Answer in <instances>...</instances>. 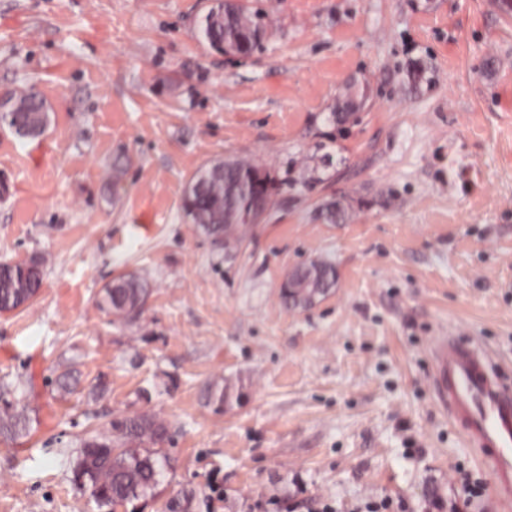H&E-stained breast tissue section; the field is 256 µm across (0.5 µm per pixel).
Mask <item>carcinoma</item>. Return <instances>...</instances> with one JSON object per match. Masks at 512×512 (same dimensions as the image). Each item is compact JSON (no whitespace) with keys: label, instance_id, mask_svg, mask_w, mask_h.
<instances>
[{"label":"carcinoma","instance_id":"cac0c4a2","mask_svg":"<svg viewBox=\"0 0 512 512\" xmlns=\"http://www.w3.org/2000/svg\"><path fill=\"white\" fill-rule=\"evenodd\" d=\"M267 14L251 11L237 0L220 4L210 0L200 17L196 37L217 54L249 56L262 48L268 35ZM366 96L347 86L336 100L332 118L343 126L361 111ZM0 121L20 138L40 136L49 123L48 108L39 92L29 89L11 94L0 109ZM253 157H227L208 162L190 178L180 199L184 217L223 249L249 240L259 220H268L281 193L282 183ZM318 217L327 224H344L350 208L340 198L325 200ZM45 259L0 262V313L13 312L30 302L40 291ZM337 286L336 268L329 261H313L297 267L292 286L280 295L287 308L303 307L313 297ZM151 293L148 281L124 275L108 283L99 302L111 321H131L133 309L145 304ZM233 395L228 387H210L208 403L221 409ZM166 434L163 422L141 415L112 421L110 432L83 440L75 481L89 493L98 509H117L153 491L158 483L159 452L154 445ZM193 494L185 492L166 503L167 512H192Z\"/></svg>","mask_w":512,"mask_h":512}]
</instances>
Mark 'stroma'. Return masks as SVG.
Segmentation results:
<instances>
[{"instance_id":"stroma-1","label":"stroma","mask_w":512,"mask_h":512,"mask_svg":"<svg viewBox=\"0 0 512 512\" xmlns=\"http://www.w3.org/2000/svg\"><path fill=\"white\" fill-rule=\"evenodd\" d=\"M254 3L264 47L229 59L195 36L207 0H0V94L36 88L50 116L35 140L0 124V260H47L38 295L0 314V409L21 421L0 433V512H99L74 481L80 443L135 414L164 422L167 462L125 512L183 491L194 512L417 508L459 472L489 479L433 349L478 344L512 391V8ZM349 83L368 104L341 127ZM236 155L283 203L228 257L179 203ZM334 195L348 223L317 219ZM314 259L337 288L286 309L281 280ZM130 272L153 293L111 322L103 289ZM216 381L240 401L215 410Z\"/></svg>"}]
</instances>
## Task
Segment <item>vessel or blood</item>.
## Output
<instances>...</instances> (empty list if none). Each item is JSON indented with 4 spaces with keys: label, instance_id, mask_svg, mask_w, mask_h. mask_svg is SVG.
<instances>
[{
    "label": "vessel or blood",
    "instance_id": "vessel-or-blood-1",
    "mask_svg": "<svg viewBox=\"0 0 512 512\" xmlns=\"http://www.w3.org/2000/svg\"><path fill=\"white\" fill-rule=\"evenodd\" d=\"M440 395L490 476L502 512H512V394L478 348L440 339L434 349Z\"/></svg>",
    "mask_w": 512,
    "mask_h": 512
}]
</instances>
